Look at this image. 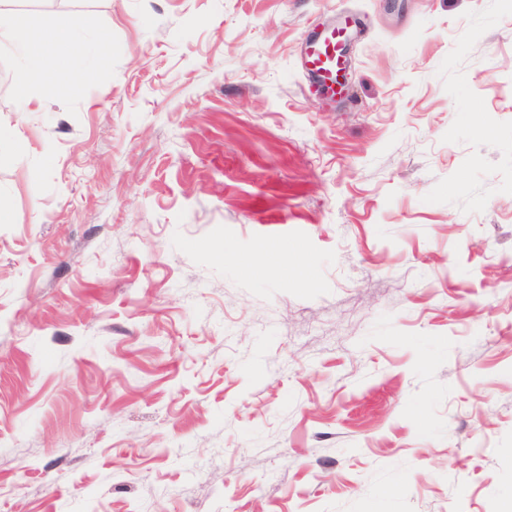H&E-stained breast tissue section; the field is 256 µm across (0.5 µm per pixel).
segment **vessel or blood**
Here are the masks:
<instances>
[{"label": "vessel or blood", "instance_id": "vessel-or-blood-1", "mask_svg": "<svg viewBox=\"0 0 512 512\" xmlns=\"http://www.w3.org/2000/svg\"><path fill=\"white\" fill-rule=\"evenodd\" d=\"M345 39V28L335 27L308 38L306 43V75L331 93L336 90L340 72L347 67L348 60L343 51Z\"/></svg>", "mask_w": 512, "mask_h": 512}]
</instances>
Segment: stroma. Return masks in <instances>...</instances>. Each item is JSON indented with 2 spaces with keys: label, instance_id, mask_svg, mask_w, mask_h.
Listing matches in <instances>:
<instances>
[{
  "label": "stroma",
  "instance_id": "35a3bbf8",
  "mask_svg": "<svg viewBox=\"0 0 512 512\" xmlns=\"http://www.w3.org/2000/svg\"><path fill=\"white\" fill-rule=\"evenodd\" d=\"M0 9L111 44L0 37V512H504L512 0ZM91 27L86 16H72L45 31L31 19L0 10V34H5L12 47L22 55L28 76L38 81L52 75L59 87L92 74L91 67L72 72L74 59L65 63L71 56L76 35ZM346 28L334 26L325 34L318 33L308 38L305 49L306 77H313L324 90L336 95L339 73L347 67L343 51Z\"/></svg>",
  "mask_w": 512,
  "mask_h": 512
}]
</instances>
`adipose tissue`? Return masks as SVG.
<instances>
[{"label": "adipose tissue", "instance_id": "obj_1", "mask_svg": "<svg viewBox=\"0 0 512 512\" xmlns=\"http://www.w3.org/2000/svg\"><path fill=\"white\" fill-rule=\"evenodd\" d=\"M91 26L87 17L72 16L45 31L33 20L0 10V34L6 35L12 47L22 55L28 76L36 81L53 77L59 87L70 85L76 78L90 76V69L75 70L69 57L77 34Z\"/></svg>", "mask_w": 512, "mask_h": 512}]
</instances>
